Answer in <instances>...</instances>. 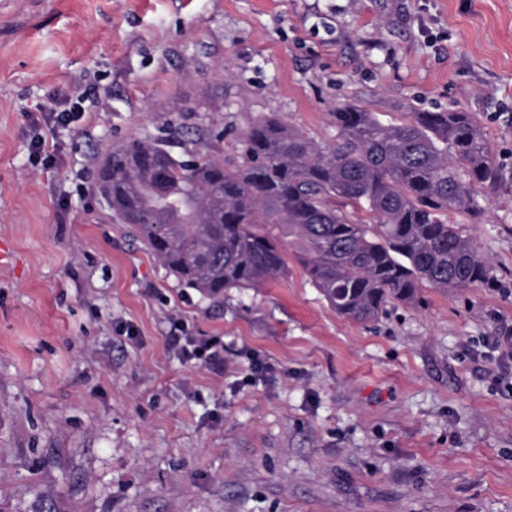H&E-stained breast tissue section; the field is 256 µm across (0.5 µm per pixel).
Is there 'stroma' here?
I'll use <instances>...</instances> for the list:
<instances>
[{
	"label": "stroma",
	"instance_id": "35a3bbf8",
	"mask_svg": "<svg viewBox=\"0 0 512 512\" xmlns=\"http://www.w3.org/2000/svg\"><path fill=\"white\" fill-rule=\"evenodd\" d=\"M346 104L480 120L503 181L448 221L494 287L361 324L285 244L283 278L208 300L96 188L129 139L232 163L270 116L332 141ZM0 250V512H512L484 343L512 322V0H0ZM170 347L183 359H194L213 365L222 361L218 347L224 350L218 338L205 336H170Z\"/></svg>",
	"mask_w": 512,
	"mask_h": 512
}]
</instances>
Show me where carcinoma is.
<instances>
[{"mask_svg": "<svg viewBox=\"0 0 512 512\" xmlns=\"http://www.w3.org/2000/svg\"><path fill=\"white\" fill-rule=\"evenodd\" d=\"M331 117L336 137L325 144L258 121L235 166L134 138L102 157L97 188L181 285L211 299L285 275L284 238L324 300L356 322L420 305L424 284L491 285L473 241L448 222L450 211L480 221L475 186L502 181L477 118L411 112L385 124L352 105ZM347 206L371 222L352 220Z\"/></svg>", "mask_w": 512, "mask_h": 512, "instance_id": "1", "label": "carcinoma"}]
</instances>
